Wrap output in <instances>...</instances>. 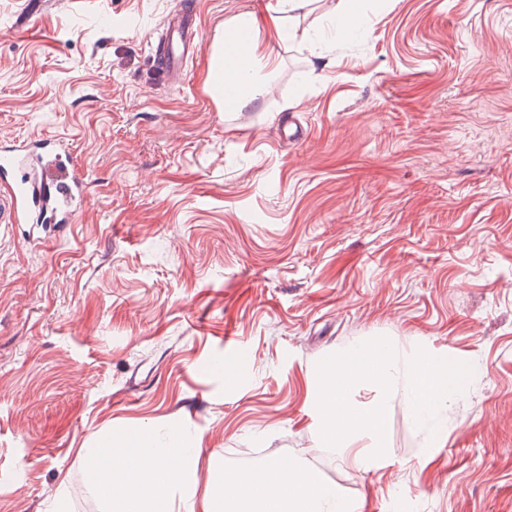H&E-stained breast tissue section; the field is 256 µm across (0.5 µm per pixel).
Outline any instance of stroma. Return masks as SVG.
Wrapping results in <instances>:
<instances>
[{
  "instance_id": "1",
  "label": "stroma",
  "mask_w": 512,
  "mask_h": 512,
  "mask_svg": "<svg viewBox=\"0 0 512 512\" xmlns=\"http://www.w3.org/2000/svg\"><path fill=\"white\" fill-rule=\"evenodd\" d=\"M0 0V137L50 138L89 184L71 223L0 231V512H104L82 448L183 426L213 471L282 456L362 512H512V0ZM279 15L280 29L270 17ZM258 33L241 108L214 40ZM389 336L473 366L440 447L404 403L395 456L319 448L317 361ZM192 8L184 3L166 19L165 30L155 47V63L160 80L175 81L191 55L199 34L191 27Z\"/></svg>"
}]
</instances>
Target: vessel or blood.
Listing matches in <instances>:
<instances>
[{"instance_id": "b4317fda", "label": "vessel or blood", "mask_w": 512, "mask_h": 512, "mask_svg": "<svg viewBox=\"0 0 512 512\" xmlns=\"http://www.w3.org/2000/svg\"><path fill=\"white\" fill-rule=\"evenodd\" d=\"M192 8L171 12L155 47L160 80L174 81L188 60L197 34ZM60 145L51 139L0 142V224H66L88 198L84 178L62 179Z\"/></svg>"}]
</instances>
